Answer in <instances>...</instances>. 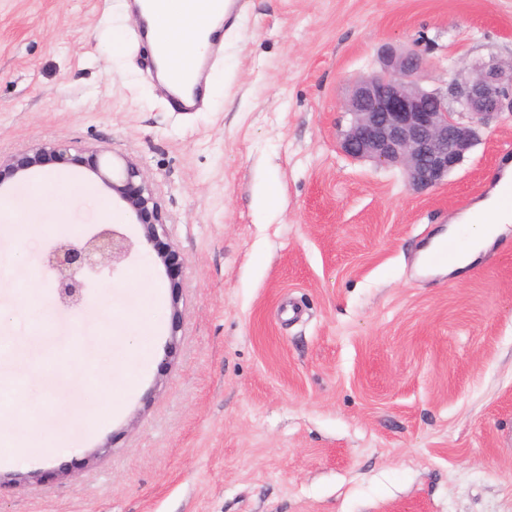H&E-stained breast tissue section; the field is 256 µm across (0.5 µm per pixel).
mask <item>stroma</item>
Here are the masks:
<instances>
[{"label": "stroma", "mask_w": 512, "mask_h": 512, "mask_svg": "<svg viewBox=\"0 0 512 512\" xmlns=\"http://www.w3.org/2000/svg\"><path fill=\"white\" fill-rule=\"evenodd\" d=\"M386 45L446 88L512 62V0H242L191 115L122 0H0V156L136 159L185 261L174 284L140 251L57 312L46 249L141 226L79 159L0 180V390L27 388L0 404V512H512V231L462 274L416 266L512 161V115L431 192L346 157L343 103ZM52 174L95 193L30 207ZM33 419L46 446L25 453Z\"/></svg>", "instance_id": "stroma-1"}]
</instances>
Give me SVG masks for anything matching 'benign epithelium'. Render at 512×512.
Instances as JSON below:
<instances>
[{
	"instance_id": "1",
	"label": "benign epithelium",
	"mask_w": 512,
	"mask_h": 512,
	"mask_svg": "<svg viewBox=\"0 0 512 512\" xmlns=\"http://www.w3.org/2000/svg\"><path fill=\"white\" fill-rule=\"evenodd\" d=\"M426 67V59L415 49H382L379 67L356 80L344 102L350 121L339 141L340 150L352 159L399 168L407 187L419 193L444 184L490 117L512 114V65L495 61L475 65L466 78L452 80L444 90L420 85ZM82 152L91 172L142 224V237L135 242L105 227L79 239L59 240L42 255V266L54 273L56 306L72 313L88 303L87 274L103 267L119 271L139 248L156 250L172 280L178 279L183 267L175 250L158 249L166 219L139 165L123 160L114 178L100 166L102 150L84 148ZM50 161H69V148L44 143L0 158V174L24 175Z\"/></svg>"
}]
</instances>
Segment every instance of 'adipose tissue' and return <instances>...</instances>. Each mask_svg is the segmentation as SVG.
Returning <instances> with one entry per match:
<instances>
[{
	"label": "adipose tissue",
	"mask_w": 512,
	"mask_h": 512,
	"mask_svg": "<svg viewBox=\"0 0 512 512\" xmlns=\"http://www.w3.org/2000/svg\"><path fill=\"white\" fill-rule=\"evenodd\" d=\"M158 15L163 41L169 55L176 63L187 62L202 54L207 44L200 33V26L209 11L222 7L221 0H162ZM498 191L476 203L471 212L463 214L450 224L444 238L451 241L459 235H467L466 245L449 256V271L465 269L486 252L512 224V209L501 207Z\"/></svg>",
	"instance_id": "ef3b65f1"
}]
</instances>
